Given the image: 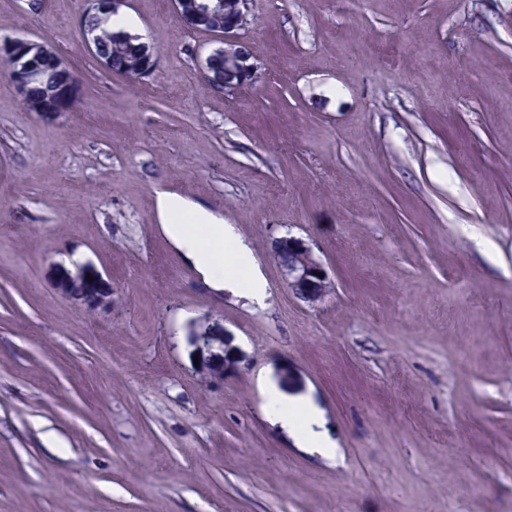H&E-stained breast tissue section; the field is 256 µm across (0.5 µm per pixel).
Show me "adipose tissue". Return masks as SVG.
Listing matches in <instances>:
<instances>
[{"mask_svg":"<svg viewBox=\"0 0 512 512\" xmlns=\"http://www.w3.org/2000/svg\"><path fill=\"white\" fill-rule=\"evenodd\" d=\"M157 208L167 234L206 286L238 289L251 302H264L266 283L254 267L250 249L231 225L221 223L202 207L166 194L158 196ZM265 397L274 422L301 447L323 457L335 456L336 448L325 433L322 416L315 407H301L288 401L271 382L266 385Z\"/></svg>","mask_w":512,"mask_h":512,"instance_id":"adipose-tissue-1","label":"adipose tissue"}]
</instances>
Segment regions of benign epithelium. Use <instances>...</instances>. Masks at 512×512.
Returning a JSON list of instances; mask_svg holds the SVG:
<instances>
[{
    "label": "benign epithelium",
    "instance_id": "obj_1",
    "mask_svg": "<svg viewBox=\"0 0 512 512\" xmlns=\"http://www.w3.org/2000/svg\"><path fill=\"white\" fill-rule=\"evenodd\" d=\"M175 9L183 15L185 25L192 30L211 28L221 46L203 61L206 77H211V66L217 59L224 61V80L220 88L234 93L241 87L256 82L260 67L253 57L244 32L250 24L249 0H224V24H215L216 10L208 0H174ZM0 56L14 61L7 78L15 86L20 98L43 97V111L69 112L77 96L75 73L45 42L14 37L0 40ZM287 252L292 261L285 269L288 286L301 300L316 303L324 299L332 288L331 278L312 249L301 239L282 235L275 240L274 255ZM83 282L62 283L59 290L65 296L87 303L104 305L111 292L103 288L88 296ZM202 376L213 384L224 383V377L239 370V361L229 355L211 353L200 358Z\"/></svg>",
    "mask_w": 512,
    "mask_h": 512
}]
</instances>
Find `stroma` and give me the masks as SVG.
Listing matches in <instances>:
<instances>
[{
  "instance_id": "obj_1",
  "label": "stroma",
  "mask_w": 512,
  "mask_h": 512,
  "mask_svg": "<svg viewBox=\"0 0 512 512\" xmlns=\"http://www.w3.org/2000/svg\"><path fill=\"white\" fill-rule=\"evenodd\" d=\"M89 0H0V40L78 79L31 112L0 76V512H512V0H251L260 80L173 0H122L152 72L105 71ZM251 249L255 306L199 281L156 197ZM334 281L298 300L272 240ZM91 275L96 307L58 284ZM232 339L213 388L190 336ZM320 409L310 455L263 381ZM85 287L86 284L84 281L80 283L70 281L60 284L58 289L61 291L62 294L74 300L93 303L97 305H104L109 302L111 297V291L105 290L103 288H98L97 284H95L94 288H96V292L93 295L87 297V295L84 294V290L82 289Z\"/></svg>"
}]
</instances>
